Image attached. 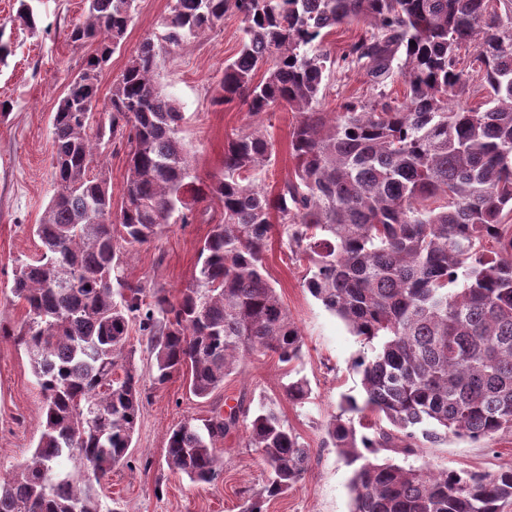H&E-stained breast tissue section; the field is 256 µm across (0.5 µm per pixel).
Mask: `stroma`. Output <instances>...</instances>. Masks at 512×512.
<instances>
[{
    "label": "stroma",
    "mask_w": 512,
    "mask_h": 512,
    "mask_svg": "<svg viewBox=\"0 0 512 512\" xmlns=\"http://www.w3.org/2000/svg\"><path fill=\"white\" fill-rule=\"evenodd\" d=\"M38 19L37 31L23 29L16 19L19 0H0V37L12 52L0 62V101L12 104L0 120V322L19 326L25 310L11 293L16 260L38 255L32 234L54 193L51 175V117L69 80L78 74L89 45L67 38L74 24L87 17L85 0H29ZM170 0H139L135 19L123 45L116 49L100 74L99 97L108 99L112 79L125 67L130 54L168 14ZM242 36L241 22L229 13L217 29L189 40L168 55L158 71L161 90L176 98L185 115L180 135L200 177L219 173L224 166V144L233 133L247 129L251 118L245 103L214 104L215 87L226 60L234 57ZM323 109L338 110L347 102L372 100L376 91L364 68L332 67L325 80ZM292 113L278 109L263 117L275 148L274 160L262 185L276 192L292 178L295 160L290 149ZM210 225L171 224L150 243L124 253L129 281L178 296L191 280L198 250ZM280 238H272L266 252L268 277L303 338L302 375L310 383L311 401L297 406L283 394L285 370L276 356L253 354L244 358L221 389L200 399L182 378L152 389L144 403L130 461L114 467L104 487L125 512H240L248 494L264 485L267 473L245 431L224 439V470L210 483H193L172 472L165 461L166 439L181 421L229 413L237 403L257 408L261 400L275 401L288 424L311 454L308 470L298 487L266 505L268 512H351V467L335 449L325 446V424L338 411L345 394L360 395V377L352 368L362 345L346 324L326 310L303 286L306 264L286 259ZM42 396L23 351L0 340V467L23 461L39 437ZM512 462V431L480 442L449 437L409 457L415 466L439 465L451 469L493 472Z\"/></svg>",
    "instance_id": "stroma-1"
}]
</instances>
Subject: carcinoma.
Wrapping results in <instances>:
<instances>
[{
    "label": "carcinoma",
    "mask_w": 512,
    "mask_h": 512,
    "mask_svg": "<svg viewBox=\"0 0 512 512\" xmlns=\"http://www.w3.org/2000/svg\"><path fill=\"white\" fill-rule=\"evenodd\" d=\"M136 4L86 0L87 20L69 32L96 48L52 116L56 191L33 229L39 257L17 261L11 286L27 319L0 325L42 394L35 449L0 469V512H118L103 503V481L128 458L147 398L126 358L132 325L154 357V388L181 376L203 399L245 355L273 353L288 400L309 402L308 380L292 376L301 330L266 276L275 232L307 259L304 287L366 347L352 363L361 397L343 396L325 427V444L353 468L351 512H500L512 501V463L480 473L377 454L408 458L450 434L478 441L512 430V0H171L95 113L100 73ZM229 11L242 40L214 102L246 103L253 122L227 139L224 169L204 180L179 137L183 113L155 76ZM353 23L364 32L339 60L365 68L379 92L325 112L336 59L319 46ZM472 39L475 74L457 57ZM396 73L407 84L402 102L385 91ZM477 96L483 107H470ZM279 107L297 114L296 168L272 195L260 186L274 155L261 115ZM112 145L127 161L117 212L107 179L89 174ZM212 203L222 219L175 299L126 279L125 249L172 220L193 223ZM241 417L268 472L242 512H266L301 483L310 458L272 403L180 423L167 466L213 482L220 444Z\"/></svg>",
    "instance_id": "cac0c4a2"
}]
</instances>
